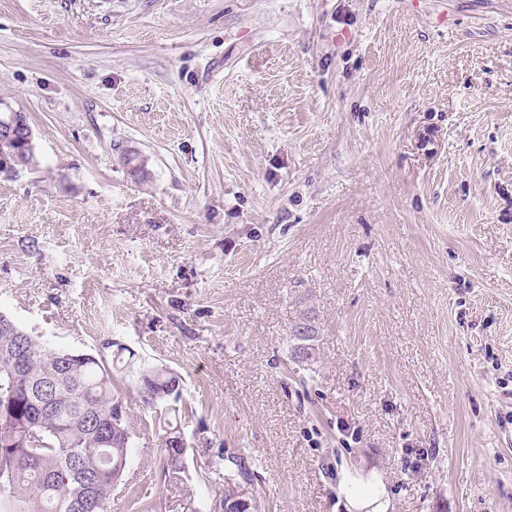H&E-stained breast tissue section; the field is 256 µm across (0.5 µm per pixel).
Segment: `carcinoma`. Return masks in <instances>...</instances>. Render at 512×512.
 Segmentation results:
<instances>
[{"label": "carcinoma", "instance_id": "cac0c4a2", "mask_svg": "<svg viewBox=\"0 0 512 512\" xmlns=\"http://www.w3.org/2000/svg\"><path fill=\"white\" fill-rule=\"evenodd\" d=\"M304 337L290 334V356L309 365L317 356L316 326ZM122 347L107 356L56 349L24 330L0 335V512H73L83 483L95 482L94 504L85 512H112V491L123 486L130 508L154 512V502L129 477L138 436L122 383L129 365ZM142 407L158 433L157 455L164 476L188 470L189 447L173 444L169 430L189 413L183 378L164 366H138ZM234 470L224 476V498H240V512H261V493L251 462L220 451Z\"/></svg>", "mask_w": 512, "mask_h": 512}]
</instances>
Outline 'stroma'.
<instances>
[{"instance_id":"1","label":"stroma","mask_w":512,"mask_h":512,"mask_svg":"<svg viewBox=\"0 0 512 512\" xmlns=\"http://www.w3.org/2000/svg\"><path fill=\"white\" fill-rule=\"evenodd\" d=\"M0 99V312L177 371L209 442L168 482L126 391L155 512H222L220 449L266 512H351L344 466L512 512V0H0ZM0 112H9L8 118L0 123V149L3 151L4 145L11 143H18L23 145L27 153L31 157V164H29V156L20 145L14 146L9 155L10 160L16 166L4 158L3 153L0 154V175L16 176L22 168H34L38 164L37 159V146L35 142V134L27 121V116L24 112L17 111L10 104L0 99ZM306 323H310L311 326H308ZM304 325V326H301ZM303 327L305 329V335L302 338H299L295 329ZM317 330L316 326L311 323V321H305L299 324H296L291 331L290 334V356L291 358L300 364L311 365L314 363L317 356ZM300 343H307L308 347L304 345H300ZM311 353L312 356L308 357L307 354Z\"/></svg>"}]
</instances>
